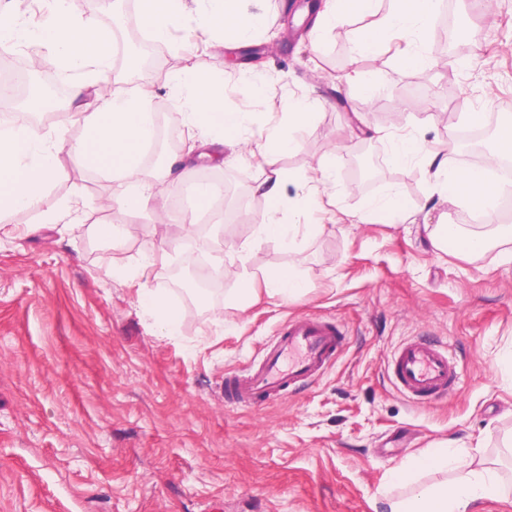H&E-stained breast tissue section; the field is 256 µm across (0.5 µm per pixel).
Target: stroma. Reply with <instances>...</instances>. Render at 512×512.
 Listing matches in <instances>:
<instances>
[{
	"label": "stroma",
	"mask_w": 512,
	"mask_h": 512,
	"mask_svg": "<svg viewBox=\"0 0 512 512\" xmlns=\"http://www.w3.org/2000/svg\"><path fill=\"white\" fill-rule=\"evenodd\" d=\"M307 15L299 0H267L252 60L236 48L186 58L178 38L163 46L226 87L245 74L277 99L308 98L315 119L282 166L297 174L327 156L341 216L302 242L304 296L225 307L234 283L221 274L227 257L210 247L217 225L189 234L174 219L160 241L150 214L99 208L119 187L104 170L67 162L49 188L47 205L91 202L78 228L39 224L31 211L0 220V512H384L386 495L403 492L395 474L444 442L459 459L512 474V262L503 258L512 242L468 257L436 252L429 226L457 224L464 207L433 197L418 165L394 166L389 145L370 136L397 127L440 140L461 129L465 109L512 113V0H495L490 22L474 0H442L425 37L429 65L407 69L383 56L369 95L337 82L365 19L316 39ZM452 15L464 41L445 60L433 46ZM110 69L123 76L118 95L140 78L153 82L151 113L181 134L182 107L164 85L169 67L155 61L137 74L121 46ZM261 178L251 160L200 164L187 176L222 184L240 242L265 206ZM389 191L429 207L399 223L360 221ZM101 221L127 226L122 251L93 236ZM172 249L179 258L164 277L149 268L142 278L183 310L178 334L162 336L137 287L102 273ZM210 268L219 275L202 306L181 282ZM302 317L347 333L322 377L260 409L225 403V377L256 366L281 325ZM423 337L445 349L455 383L448 397L416 404L388 365L400 345Z\"/></svg>",
	"instance_id": "stroma-1"
}]
</instances>
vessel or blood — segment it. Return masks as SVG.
<instances>
[{
  "label": "vessel or blood",
  "mask_w": 512,
  "mask_h": 512,
  "mask_svg": "<svg viewBox=\"0 0 512 512\" xmlns=\"http://www.w3.org/2000/svg\"><path fill=\"white\" fill-rule=\"evenodd\" d=\"M345 341L336 323L313 318L290 320L278 330L258 369L230 378L226 391L236 402L264 407L273 398L319 378ZM390 369L398 390L415 402L447 395L454 374L440 345L425 341L402 345Z\"/></svg>",
  "instance_id": "obj_1"
}]
</instances>
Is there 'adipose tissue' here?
<instances>
[{"label": "adipose tissue", "mask_w": 512, "mask_h": 512, "mask_svg": "<svg viewBox=\"0 0 512 512\" xmlns=\"http://www.w3.org/2000/svg\"><path fill=\"white\" fill-rule=\"evenodd\" d=\"M39 18L27 25L13 21L10 13L0 14V40H23L34 46L37 64H57L69 70L83 71L85 78L71 87V105L82 116L87 130L85 138L72 151H65L60 140L36 134L27 111H16L8 126L0 128V217L17 210L35 212L40 223L69 227L83 223L89 203L76 196L55 206H46L48 190L58 177L62 158L77 167L97 166L126 181L129 188L117 198L121 209L149 212L155 217L153 231L164 230V201L154 196L144 179L141 159L146 145L154 143L157 130L146 112L152 91L141 85L118 96L107 86V68L111 47L94 18L74 16L67 0H37ZM265 0H255L254 10L242 7V0H139L146 27L155 41L170 40L173 31L185 18H193L184 43L196 40L214 41L219 46L235 48L255 38L263 27ZM439 0H330L315 21V31L346 22L353 17L369 18L353 47L354 69L346 78L348 89L371 91L367 69L375 65L382 52L393 51L395 60L407 68L427 64L424 33L433 22ZM170 94L183 108V127L191 142L187 153L173 157L156 175L177 184L189 168L202 157L201 150L213 147L208 158L215 167L226 160H256L263 172L258 186L266 200L264 210L251 218L250 240L229 247L232 265L227 277L237 286L226 295L225 305H242L259 296L288 302L303 296L306 283L299 264L265 273L262 278L244 276L241 267L253 246L273 240L297 250L298 236H315L322 232L319 224L305 223L307 214L324 211L333 181V170L327 158H320L300 177L288 175L281 165L285 154L300 150L296 130L312 119L305 99L282 104L270 101L265 84L250 82L245 100L235 109L224 106V85L191 68L170 73ZM265 98L270 110L288 113L287 124L268 123L266 133L258 139L246 137L244 131L254 120L251 101ZM378 138L391 144L394 164L414 163L425 172L439 198L469 206H483L503 192L512 193V184L490 183L487 173L498 166L503 157L512 156V114L499 113L494 126L496 150L484 165L456 174L447 171L450 143L434 144L424 138L377 130ZM297 184L300 192L292 206H285L289 184ZM500 225H490L488 232L475 234L464 227L449 230L439 224L431 231L435 251H447L456 244L459 251L475 255L485 251L492 236L500 234ZM504 482L488 467L471 469L462 478L438 486L418 488L412 496L390 497L387 512H468L479 499L503 494Z\"/></svg>", "instance_id": "adipose-tissue-1"}]
</instances>
